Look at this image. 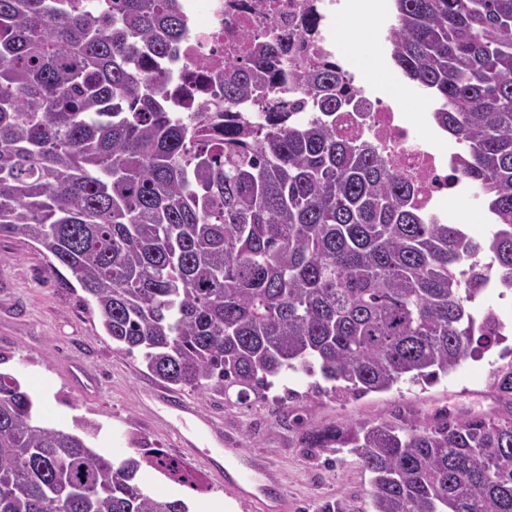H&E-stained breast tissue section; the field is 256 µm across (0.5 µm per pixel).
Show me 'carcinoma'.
Returning <instances> with one entry per match:
<instances>
[{"label":"carcinoma","instance_id":"carcinoma-1","mask_svg":"<svg viewBox=\"0 0 512 512\" xmlns=\"http://www.w3.org/2000/svg\"><path fill=\"white\" fill-rule=\"evenodd\" d=\"M402 76L434 100L459 171L495 223L481 240L412 202V181L328 120L350 101L336 66L256 41L224 90L187 92L176 118L156 63L184 37L177 0H0V236L71 272L108 336L164 383L263 401L274 380L357 398L432 384L504 341L480 312L490 255L512 291V0H394ZM313 115L289 122L288 77ZM506 416L342 423L302 447L346 448L372 475L373 512H512ZM39 421L0 372V512H187L149 493L161 448L113 459Z\"/></svg>","mask_w":512,"mask_h":512}]
</instances>
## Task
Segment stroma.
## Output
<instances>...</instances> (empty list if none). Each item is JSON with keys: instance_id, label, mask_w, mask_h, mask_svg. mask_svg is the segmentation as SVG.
Returning a JSON list of instances; mask_svg holds the SVG:
<instances>
[{"instance_id": "obj_1", "label": "stroma", "mask_w": 512, "mask_h": 512, "mask_svg": "<svg viewBox=\"0 0 512 512\" xmlns=\"http://www.w3.org/2000/svg\"><path fill=\"white\" fill-rule=\"evenodd\" d=\"M372 26V20L364 21L367 37L350 46L349 64L378 74L386 88L398 74L393 61L378 52ZM83 296L80 288L58 287L37 245L0 237V371L16 377L32 394L46 425L71 432L76 420L92 421L98 432L91 446L115 459L133 454L135 438H142L150 447L186 461L205 481L196 490L143 470L139 479L148 492L183 500L190 512L201 505L208 512H225L229 501L236 512H255L253 504L237 497L182 447L172 426L173 413L156 399L163 384L139 360L118 350L98 317L83 306ZM497 358L493 349L467 359L432 384L402 383L345 401L307 396L306 379L293 375L273 388V400L262 404L188 391L180 397L218 428L219 437L207 439V448L222 452L230 440L244 451L241 466L264 464L276 470L288 499L287 512H318L326 503L336 504L339 512H371V475L358 458L345 449L307 453L299 445L293 416L319 429L401 417L426 421L444 414L459 419L495 414L500 406L490 382ZM288 388L298 390L299 396L280 406L276 398Z\"/></svg>"}]
</instances>
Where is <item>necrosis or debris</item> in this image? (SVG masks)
<instances>
[{
    "label": "necrosis or debris",
    "instance_id": "4bbe7bcc",
    "mask_svg": "<svg viewBox=\"0 0 512 512\" xmlns=\"http://www.w3.org/2000/svg\"><path fill=\"white\" fill-rule=\"evenodd\" d=\"M355 0H180L189 24V36L178 59L171 63L174 110H181L184 90L194 78L223 71L225 62L239 61L250 48L249 34L277 36L290 55L322 56L342 62V41L336 29L337 14ZM314 33H307L308 22ZM354 94L349 107L336 115L337 132L356 144L370 143L402 174L412 177L415 205L444 220L447 201L465 191L456 179L457 151L443 145L439 132H427L429 115L405 113L390 95L374 91L365 73L344 70Z\"/></svg>",
    "mask_w": 512,
    "mask_h": 512
}]
</instances>
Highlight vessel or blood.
<instances>
[{"instance_id": "b4317fda", "label": "vessel or blood", "mask_w": 512, "mask_h": 512, "mask_svg": "<svg viewBox=\"0 0 512 512\" xmlns=\"http://www.w3.org/2000/svg\"><path fill=\"white\" fill-rule=\"evenodd\" d=\"M176 418L188 429L187 436L181 439L182 445L187 448H194L195 436L204 432L212 436L217 433L213 423L194 411L190 405H177ZM240 454V449H225L223 460H210L209 465L214 471L223 472L225 484L250 499L261 512H284L287 506L285 493L280 491L273 494L269 491L270 486L276 483L274 473L256 466L248 470L239 468L236 461Z\"/></svg>"}]
</instances>
